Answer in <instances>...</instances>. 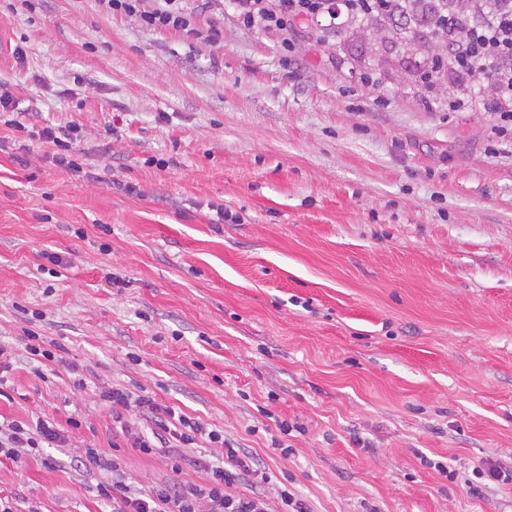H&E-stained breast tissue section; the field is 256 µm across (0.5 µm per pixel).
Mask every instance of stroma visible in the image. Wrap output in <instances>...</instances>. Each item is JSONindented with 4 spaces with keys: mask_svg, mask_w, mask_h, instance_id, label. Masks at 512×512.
<instances>
[{
    "mask_svg": "<svg viewBox=\"0 0 512 512\" xmlns=\"http://www.w3.org/2000/svg\"><path fill=\"white\" fill-rule=\"evenodd\" d=\"M182 5L199 36L0 0L22 122L81 139L74 171L0 126V419L77 421L0 461V496L112 512L88 448L134 490L202 482L113 448L121 389L223 432L310 512H512V483L475 474L512 470V130L491 85H425L391 24L325 39ZM30 330L55 355L39 371Z\"/></svg>",
    "mask_w": 512,
    "mask_h": 512,
    "instance_id": "1",
    "label": "stroma"
}]
</instances>
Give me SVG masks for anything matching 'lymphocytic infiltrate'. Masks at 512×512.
Segmentation results:
<instances>
[{
	"mask_svg": "<svg viewBox=\"0 0 512 512\" xmlns=\"http://www.w3.org/2000/svg\"><path fill=\"white\" fill-rule=\"evenodd\" d=\"M110 12L138 16L149 30H172L194 34L192 19L180 0H156L153 9L141 7L142 0H105ZM240 21L247 26L255 21L285 30L296 25L323 22L324 33L335 31V0H236ZM441 66L459 74L474 75L491 69L495 93L494 109L502 125H512V43L493 24L466 21L462 30L443 44ZM114 407L112 421L132 447L146 455L163 448H188L201 441L220 444L224 453L219 462L197 460L204 471L206 483L173 482L143 491H131L122 480L101 486L100 493L112 502V512H268L263 497L234 494L235 485L253 475L252 460L241 449L226 444L223 435L191 420L175 408L159 405L154 398L141 397L129 401L121 390L108 395ZM136 404L141 415L150 420L151 429H132L123 410ZM9 434L0 438V458L18 461L22 449L38 447L39 443L66 442L59 424L41 420L36 424L12 421Z\"/></svg>",
	"mask_w": 512,
	"mask_h": 512,
	"instance_id": "lymphocytic-infiltrate-1",
	"label": "lymphocytic infiltrate"
}]
</instances>
